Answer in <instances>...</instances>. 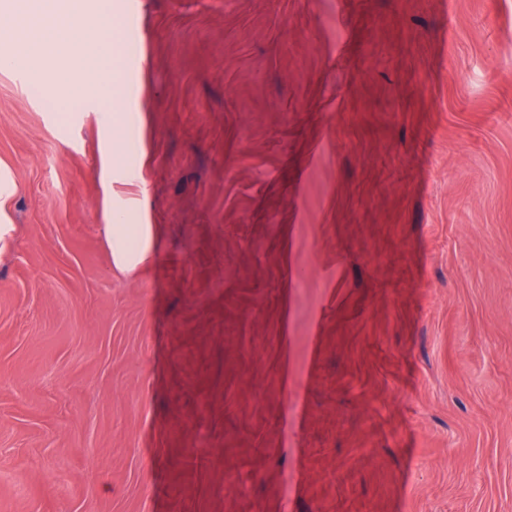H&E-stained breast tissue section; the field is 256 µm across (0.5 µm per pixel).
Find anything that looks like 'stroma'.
I'll return each instance as SVG.
<instances>
[{"label":"stroma","instance_id":"1","mask_svg":"<svg viewBox=\"0 0 512 512\" xmlns=\"http://www.w3.org/2000/svg\"><path fill=\"white\" fill-rule=\"evenodd\" d=\"M110 3L118 100L0 71V512H512V0ZM139 136L138 130L135 134H131L127 125L121 131L115 133L116 149L110 152L103 160V167L108 172L110 181H121L123 183H134L141 180V165L133 164L131 158L126 154L125 144L127 139ZM125 210H110L103 232L110 247L113 266L122 272L144 267L159 246L154 224H125Z\"/></svg>","mask_w":512,"mask_h":512}]
</instances>
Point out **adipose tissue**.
<instances>
[{
    "mask_svg": "<svg viewBox=\"0 0 512 512\" xmlns=\"http://www.w3.org/2000/svg\"><path fill=\"white\" fill-rule=\"evenodd\" d=\"M88 14L82 0H0V69L28 70L34 92L60 111L83 100L85 90L108 95L102 72L109 45L82 39ZM123 210L110 211L103 228L113 266L122 272L144 267L159 246L150 224H130Z\"/></svg>",
    "mask_w": 512,
    "mask_h": 512,
    "instance_id": "ef3b65f1",
    "label": "adipose tissue"
}]
</instances>
